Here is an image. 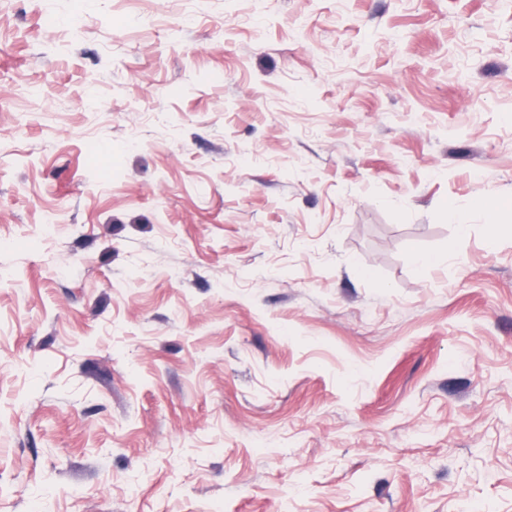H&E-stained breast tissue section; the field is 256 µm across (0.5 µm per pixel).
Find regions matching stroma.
I'll use <instances>...</instances> for the list:
<instances>
[{
    "mask_svg": "<svg viewBox=\"0 0 512 512\" xmlns=\"http://www.w3.org/2000/svg\"><path fill=\"white\" fill-rule=\"evenodd\" d=\"M464 507L512 512V0H0V512Z\"/></svg>",
    "mask_w": 512,
    "mask_h": 512,
    "instance_id": "stroma-1",
    "label": "stroma"
}]
</instances>
